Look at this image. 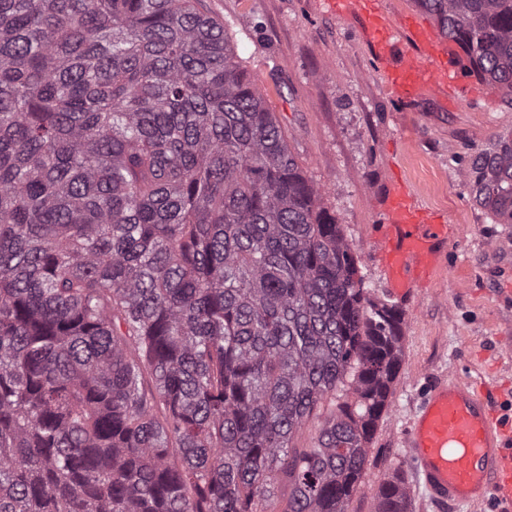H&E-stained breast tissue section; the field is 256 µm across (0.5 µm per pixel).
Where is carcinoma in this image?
Segmentation results:
<instances>
[{"mask_svg":"<svg viewBox=\"0 0 512 512\" xmlns=\"http://www.w3.org/2000/svg\"><path fill=\"white\" fill-rule=\"evenodd\" d=\"M422 5L512 101V0ZM324 196L199 0H0V512H346L402 313Z\"/></svg>","mask_w":512,"mask_h":512,"instance_id":"cac0c4a2","label":"carcinoma"}]
</instances>
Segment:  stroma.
<instances>
[{
    "mask_svg": "<svg viewBox=\"0 0 512 512\" xmlns=\"http://www.w3.org/2000/svg\"><path fill=\"white\" fill-rule=\"evenodd\" d=\"M221 20L247 72L262 87L300 166L325 190L361 263L367 295L389 301L369 254L372 224L391 179L455 225L435 287L399 300L403 362L347 512H376L379 486L402 471L413 512H445L420 482L404 448L423 397L441 378L512 388V224L493 223L473 199L470 155L512 132V101L472 77L471 99L426 90L397 106L353 15L321 0H203Z\"/></svg>",
    "mask_w": 512,
    "mask_h": 512,
    "instance_id": "35a3bbf8",
    "label": "stroma"
}]
</instances>
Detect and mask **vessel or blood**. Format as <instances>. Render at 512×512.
Here are the masks:
<instances>
[{
    "label": "vessel or blood",
    "mask_w": 512,
    "mask_h": 512,
    "mask_svg": "<svg viewBox=\"0 0 512 512\" xmlns=\"http://www.w3.org/2000/svg\"><path fill=\"white\" fill-rule=\"evenodd\" d=\"M380 2L323 0L331 13L362 18L393 101L407 102L427 89H444L464 99L469 80L452 46L413 16L402 28H394ZM452 233V225L437 223L409 184L399 182L389 189L372 254L383 267L392 297L406 299L432 286L439 253ZM407 446L436 502L489 499L496 512H512V432L471 381L452 377L430 389Z\"/></svg>",
    "instance_id": "vessel-or-blood-1"
}]
</instances>
